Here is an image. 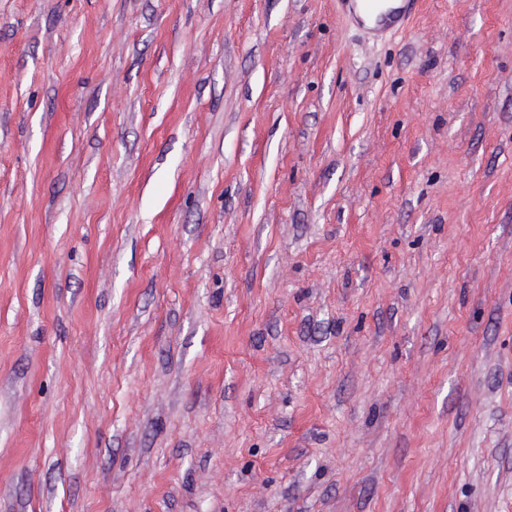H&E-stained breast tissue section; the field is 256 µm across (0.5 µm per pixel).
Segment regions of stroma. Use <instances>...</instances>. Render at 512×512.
Returning <instances> with one entry per match:
<instances>
[{
    "label": "stroma",
    "instance_id": "1",
    "mask_svg": "<svg viewBox=\"0 0 512 512\" xmlns=\"http://www.w3.org/2000/svg\"><path fill=\"white\" fill-rule=\"evenodd\" d=\"M0 0V512H512V0ZM400 1L402 2L400 6L391 7L377 14L376 27L372 30L373 33L399 31L405 28L416 0Z\"/></svg>",
    "mask_w": 512,
    "mask_h": 512
}]
</instances>
